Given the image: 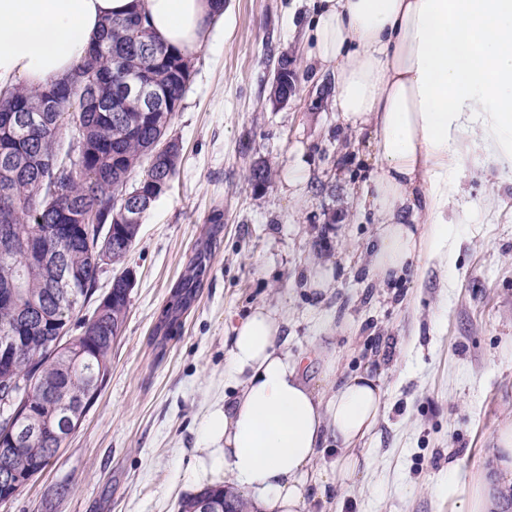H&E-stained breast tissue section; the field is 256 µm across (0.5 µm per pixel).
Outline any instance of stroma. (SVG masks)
<instances>
[{"mask_svg":"<svg viewBox=\"0 0 512 512\" xmlns=\"http://www.w3.org/2000/svg\"><path fill=\"white\" fill-rule=\"evenodd\" d=\"M310 0H224V28L193 55L170 135L182 162L146 213L128 264L129 314L96 402L42 474L0 512H177L200 472L203 425L233 397L232 326L265 306L282 341L320 381L382 375L387 406L366 442L373 459L345 490H312L303 512H460V475L512 412V182L474 153L458 173L466 220L449 225L448 263L368 285L378 216L363 197L377 172L369 131L330 106L335 85L311 55ZM297 90L274 105L281 56ZM258 162L272 172L254 190ZM223 215L221 231L209 222ZM218 244L190 307L157 327L204 241ZM333 269L324 290L317 271ZM458 460L460 474L448 472ZM70 485L61 496V485Z\"/></svg>","mask_w":512,"mask_h":512,"instance_id":"obj_1","label":"stroma"}]
</instances>
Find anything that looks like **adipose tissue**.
<instances>
[{
	"instance_id": "ef3b65f1",
	"label": "adipose tissue",
	"mask_w": 512,
	"mask_h": 512,
	"mask_svg": "<svg viewBox=\"0 0 512 512\" xmlns=\"http://www.w3.org/2000/svg\"><path fill=\"white\" fill-rule=\"evenodd\" d=\"M137 4L153 36L193 54L224 21L214 0H0V87H38L74 69L107 17ZM314 57L336 77L333 108L370 130L379 174L364 195L382 221L369 280L401 278L417 260L448 254L454 174L471 150L512 178V0H313ZM282 320L263 306L232 328L239 393L207 422L204 469L254 512H301L312 486L346 487L372 460L359 443L386 407L382 377H305L284 349ZM462 488V512H512V415ZM334 467L319 468L327 448Z\"/></svg>"
}]
</instances>
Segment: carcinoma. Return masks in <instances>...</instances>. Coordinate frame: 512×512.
Segmentation results:
<instances>
[{"label":"carcinoma","mask_w":512,"mask_h":512,"mask_svg":"<svg viewBox=\"0 0 512 512\" xmlns=\"http://www.w3.org/2000/svg\"><path fill=\"white\" fill-rule=\"evenodd\" d=\"M193 72L191 57L158 42L133 9L107 21L88 56L65 77L37 88L14 83L0 89V166L12 170L11 178L0 179V235L13 244L11 255H0V339L14 337L11 363L0 367V471L6 464L20 477L16 494L64 440L28 434L15 451L7 420L55 425L68 416L77 425L107 377L130 306L133 270L125 262L140 230L113 200L137 169L151 201L170 187L180 147L158 161L152 153L169 139ZM129 75L142 79L148 93L115 98ZM273 81L279 87L274 101L282 104L297 85L288 57L278 62ZM30 114L42 117L39 125L24 126ZM68 125L78 128V138L63 153L60 135ZM32 237L45 253L37 263L25 258ZM212 248L210 239L187 268L178 307L201 286ZM105 265L122 268L112 281V304L82 317L78 307L95 293ZM60 267L73 274L67 284L56 279ZM203 501L214 512L226 506L244 512L241 500L226 499L222 490L181 502L178 512H197Z\"/></svg>","instance_id":"obj_1"}]
</instances>
